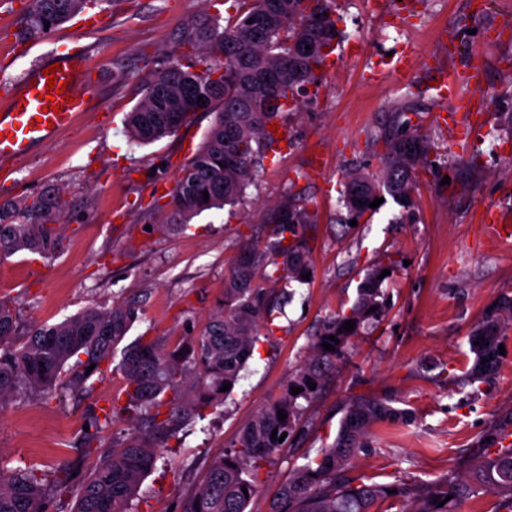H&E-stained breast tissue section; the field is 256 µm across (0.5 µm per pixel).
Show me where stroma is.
<instances>
[{
    "label": "stroma",
    "mask_w": 512,
    "mask_h": 512,
    "mask_svg": "<svg viewBox=\"0 0 512 512\" xmlns=\"http://www.w3.org/2000/svg\"><path fill=\"white\" fill-rule=\"evenodd\" d=\"M30 0H0V103L32 66L54 59L64 45L82 47L96 73L90 106L74 127L37 145L11 172L0 176V203L44 192L60 195L57 217L64 248L44 261L21 251L0 261V298L8 300L22 327L52 325L81 310L133 302L140 313L130 335L176 340L199 333L224 289V273L266 209L288 193H301L317 214L313 274L293 284L285 313L275 321L272 344H261L224 406L192 432L169 440L142 486L156 512L184 495L221 445L232 441L257 410L284 391L289 372L309 352L322 322L349 307L366 268L390 258L385 281L389 310L356 338L334 376L306 406L287 448L260 473L250 512H267L293 466L332 442L347 404L357 397L384 399L409 411L411 423L375 424L349 476L386 485H432L448 475L469 476L474 460L491 453L484 435L512 426V328L500 339L505 353L497 371L468 383L475 355L473 328L504 297L512 298V245L487 248L477 238L484 209L512 211V152L491 151L489 140L512 145V35L485 44L472 16L473 0H409L405 18L380 21L368 0H336L341 53L316 100L288 118V136L268 153L244 203L194 217L177 229L169 192L179 170L214 122L195 113L176 135L150 145L129 143L126 112L140 98L144 78L165 66L182 27L212 14L210 0H89L86 9L107 22L84 29L80 17L37 37L29 54L15 53ZM460 33L449 55L437 38L444 28ZM478 57L483 66L475 93H489L486 135L458 153L438 121L447 101L438 100L429 71L390 70L391 56ZM381 79H371L373 71ZM437 147L440 177H429L413 210L385 199L370 222L345 226L339 200L344 172L383 169L378 136L393 113ZM448 183H441V176ZM119 371L105 370L91 392L63 402L39 396L0 406V462L32 466L51 476L65 464L86 472L91 458L76 447L93 413L122 396Z\"/></svg>",
    "instance_id": "1"
}]
</instances>
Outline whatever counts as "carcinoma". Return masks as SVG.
I'll use <instances>...</instances> for the list:
<instances>
[{
  "label": "carcinoma",
  "instance_id": "obj_1",
  "mask_svg": "<svg viewBox=\"0 0 512 512\" xmlns=\"http://www.w3.org/2000/svg\"><path fill=\"white\" fill-rule=\"evenodd\" d=\"M87 2L32 0L26 34L44 33V22L54 27ZM335 7L336 0H232L228 16L217 12L180 32L179 44L193 53L177 54L151 72L142 85V97L124 119L129 140L147 145L176 134L196 112L216 114L175 182L173 201L180 218L244 201L256 169L279 143L267 126L285 127V114L299 111L304 102L294 93L307 85L316 90L322 85L319 70L339 36ZM271 92L284 99L281 106L273 112L251 110L255 99ZM408 127L407 113H393L383 136L381 175L362 170L347 174L340 194L345 221L374 213L369 204L386 194L411 204L422 176L435 174L438 163L430 157L434 144ZM61 210L60 197L54 193L30 202L0 204V259L18 251L45 259L59 253L64 243L53 214ZM316 222V214L297 194L269 207L268 237L242 249L232 262L205 329L173 344L139 336L123 345L138 319L137 308L130 303L89 308L60 323L22 331L15 310L0 300V403L27 393L46 401L84 395L92 389L93 377L102 373L101 365L112 364L119 347L122 356L115 369L124 378L126 395L125 404L92 415L94 433L85 434L83 451L97 460L81 483L73 485L65 466L57 469L49 485L30 467H17L7 475L0 471V512H51L54 496L64 493L75 497L73 512H130L135 499H145L141 485L158 460L156 445L146 437L158 442L176 438L232 394L220 388L225 383L236 386L260 343L271 341L269 325L291 297L286 286L305 282L302 275L313 271L307 231ZM392 266L379 262L367 270L349 309L323 322L309 354L289 376L288 387H300L302 392L287 391L261 406L228 444L230 450L212 457L201 481L173 510L161 512H247L263 463L285 446L271 438L272 431L290 435L297 429L303 403L311 402L336 372L353 339L386 316L388 302L380 275ZM348 320L355 321L350 332L341 329ZM506 324L512 325L511 298L503 299L472 331V380L495 369ZM331 335L339 344L328 351L322 343ZM311 382L316 384L313 390ZM280 409L287 414L283 422L277 414ZM121 415L130 423L141 421L144 433L114 437L106 448L94 444L98 433ZM403 417L382 399L349 403L333 443L291 470L269 512H380L374 506L393 498L403 499L404 512H457L460 502L483 488L512 512L511 447L474 461L471 482L451 477L433 486L399 487L390 494V485L346 478L344 471L366 446L371 425Z\"/></svg>",
  "mask_w": 512,
  "mask_h": 512
}]
</instances>
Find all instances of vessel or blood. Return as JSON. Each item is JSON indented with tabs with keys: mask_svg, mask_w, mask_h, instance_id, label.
I'll list each match as a JSON object with an SVG mask.
<instances>
[{
	"mask_svg": "<svg viewBox=\"0 0 512 512\" xmlns=\"http://www.w3.org/2000/svg\"><path fill=\"white\" fill-rule=\"evenodd\" d=\"M59 80L65 81L64 96L56 97L58 112L48 111L42 96L47 92L43 65L32 67L19 81L8 102L0 106V162L8 164L28 156L34 146L70 127L89 106L90 60L85 53L68 51L57 58ZM476 80L474 73L450 67L437 74L440 98L453 102L443 123L459 144H468L483 128L482 116L467 88ZM482 238L492 242L512 240V220L504 216L482 225Z\"/></svg>",
	"mask_w": 512,
	"mask_h": 512,
	"instance_id": "1",
	"label": "vessel or blood"
}]
</instances>
